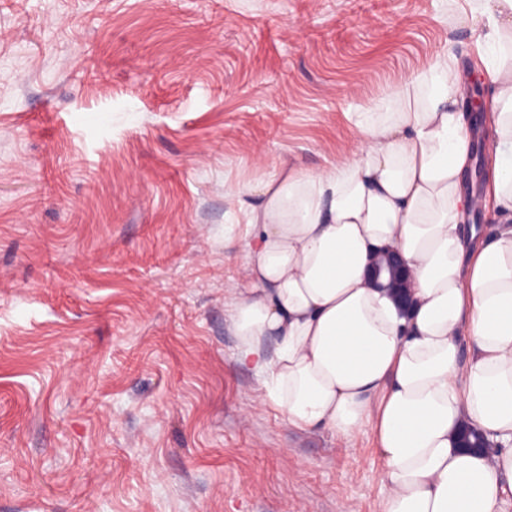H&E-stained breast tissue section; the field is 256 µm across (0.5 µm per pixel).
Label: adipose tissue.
Returning a JSON list of instances; mask_svg holds the SVG:
<instances>
[{
  "mask_svg": "<svg viewBox=\"0 0 512 512\" xmlns=\"http://www.w3.org/2000/svg\"><path fill=\"white\" fill-rule=\"evenodd\" d=\"M482 17L501 107L489 235L467 222L471 137L450 49L396 86L385 111L357 113L341 163L282 167L232 192L253 233L230 291L238 360L290 425L373 431L380 512H512V0L460 10L455 24ZM388 249L410 275L406 309L368 274ZM464 425L487 448H459Z\"/></svg>",
  "mask_w": 512,
  "mask_h": 512,
  "instance_id": "ef3b65f1",
  "label": "adipose tissue"
}]
</instances>
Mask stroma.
<instances>
[{
    "instance_id": "stroma-1",
    "label": "stroma",
    "mask_w": 512,
    "mask_h": 512,
    "mask_svg": "<svg viewBox=\"0 0 512 512\" xmlns=\"http://www.w3.org/2000/svg\"><path fill=\"white\" fill-rule=\"evenodd\" d=\"M467 0H0V512H378L237 360L232 190L346 159Z\"/></svg>"
}]
</instances>
